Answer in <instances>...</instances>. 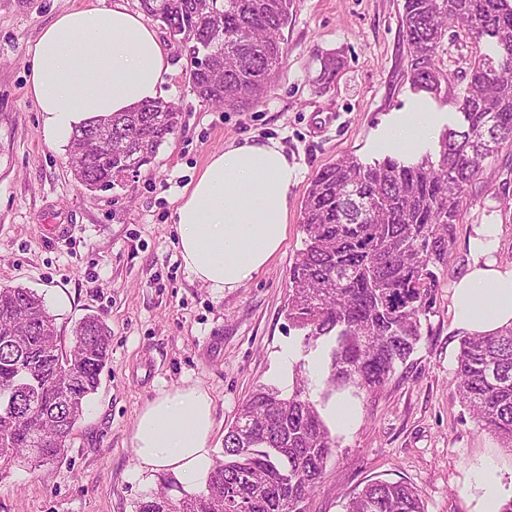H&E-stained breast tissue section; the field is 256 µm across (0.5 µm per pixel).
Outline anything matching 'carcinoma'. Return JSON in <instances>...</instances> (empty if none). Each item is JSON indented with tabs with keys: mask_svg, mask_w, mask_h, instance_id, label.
Instances as JSON below:
<instances>
[{
	"mask_svg": "<svg viewBox=\"0 0 512 512\" xmlns=\"http://www.w3.org/2000/svg\"><path fill=\"white\" fill-rule=\"evenodd\" d=\"M139 0L187 58L188 82L201 99L244 110L275 86L286 58L283 30L296 0ZM411 83L430 90L448 30L471 39L464 123L444 130L435 152L412 161L387 156L365 165L345 157L313 179L301 211L305 247L288 275V321L303 347L325 344L324 388L311 399L299 384L285 393L255 389L224 434L223 458L204 485L187 490L173 474L135 502V512H307L335 448L323 411L336 392L385 385L424 336L448 263L467 189L484 163L512 149V0H404L399 17ZM181 112L156 99L79 128L69 165L85 189L112 188L150 163L175 133ZM112 331L97 315L62 341L36 292L0 287V464L31 458L34 437L70 436L95 393ZM453 384L461 402L512 449V326L461 340ZM73 385L78 401H67ZM66 444L37 448V462L64 457ZM346 512H425L405 482L374 481Z\"/></svg>",
	"mask_w": 512,
	"mask_h": 512,
	"instance_id": "obj_1",
	"label": "carcinoma"
}]
</instances>
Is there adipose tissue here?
Listing matches in <instances>:
<instances>
[{
  "instance_id": "ef3b65f1",
  "label": "adipose tissue",
  "mask_w": 512,
  "mask_h": 512,
  "mask_svg": "<svg viewBox=\"0 0 512 512\" xmlns=\"http://www.w3.org/2000/svg\"><path fill=\"white\" fill-rule=\"evenodd\" d=\"M28 92L43 114L45 138L69 142L80 126L124 112L163 92L170 54L142 12L123 0L60 13L41 32L29 60ZM296 169L275 141L214 153L174 210L185 268L217 291L251 281L278 252L288 224ZM500 227L481 224L469 239L471 262L453 288V314L469 332L512 324V267L498 264ZM212 401L199 389L154 400L134 434L138 467L198 482L211 466Z\"/></svg>"
}]
</instances>
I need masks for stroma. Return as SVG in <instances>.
Instances as JSON below:
<instances>
[{"instance_id":"35a3bbf8","label":"stroma","mask_w":512,"mask_h":512,"mask_svg":"<svg viewBox=\"0 0 512 512\" xmlns=\"http://www.w3.org/2000/svg\"><path fill=\"white\" fill-rule=\"evenodd\" d=\"M113 0H0V284L42 295L62 336L87 314L112 330V352L97 391L67 441L63 460L16 461L0 469V512H133L160 472L137 467L133 442L145 407L164 393L197 387L213 402L212 456L239 405L255 388L291 390L318 359L284 311L288 271L305 234L302 200L315 174L336 159L366 164L384 156L410 161L435 149L439 134L462 124L469 55L465 37H448L440 94L414 88L399 27L403 0H297L283 31L287 59L275 86L243 112L202 102L172 50L164 100L182 112L178 130L126 185L90 191L76 183L68 147L50 144L28 96L29 59L41 30L59 13ZM336 61L333 81L321 61ZM432 125L414 149L388 133L411 112ZM327 120L315 125V117ZM275 140L296 166L286 238L252 281L224 293L194 281L177 248V199L210 155L244 142ZM512 151L502 150L469 190L424 337L393 379L354 398L358 422L337 431L338 447L309 502L310 512H346L370 481L415 487L426 512H479L474 474L492 464L512 497V451L464 406L452 383L459 341L452 285L470 262L478 224L501 227L497 256L512 261ZM65 227L62 235L53 225Z\"/></svg>"}]
</instances>
